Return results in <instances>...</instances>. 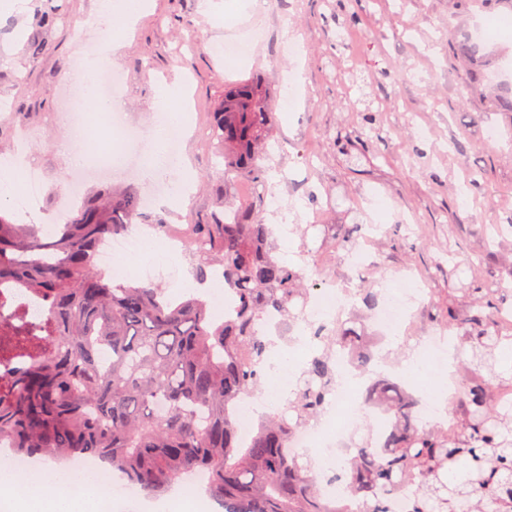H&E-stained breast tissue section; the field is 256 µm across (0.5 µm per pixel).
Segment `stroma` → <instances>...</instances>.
<instances>
[{
	"label": "stroma",
	"instance_id": "stroma-1",
	"mask_svg": "<svg viewBox=\"0 0 512 512\" xmlns=\"http://www.w3.org/2000/svg\"><path fill=\"white\" fill-rule=\"evenodd\" d=\"M22 12L0 5V151L27 134L31 161L47 178L35 223L58 218L64 180L74 153L89 142L66 134L68 79L82 41L98 30L100 0H59L64 18L36 28L33 0ZM201 0H154L111 65L124 77L119 107L126 123L150 126L161 110L159 85L180 81L187 89L194 132L162 182L177 186L190 176L189 196L170 195L149 223L210 224L225 202L250 209L269 223L266 206L249 195L251 179L223 174L208 131L212 114L232 86L257 81L276 106L272 134L284 155L266 161L302 166L301 189L271 185L297 204L307 233L292 231L277 242L279 258L295 265L305 239L320 224H374L371 244L381 262L361 288L393 287L392 272L413 267L431 299L451 293L464 308L486 297L512 308L498 294L512 275V75L497 80L512 60V35L477 36L485 20L511 15L502 0H265L241 13L238 0H217L205 15ZM258 32L245 59H224L219 46ZM199 45H183L190 36ZM42 49L31 54L28 45ZM299 56L283 54L286 40ZM303 82L294 111L280 110L289 72ZM179 97L168 105L181 106Z\"/></svg>",
	"mask_w": 512,
	"mask_h": 512
}]
</instances>
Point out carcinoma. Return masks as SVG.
<instances>
[{"label":"carcinoma","mask_w":512,"mask_h":512,"mask_svg":"<svg viewBox=\"0 0 512 512\" xmlns=\"http://www.w3.org/2000/svg\"><path fill=\"white\" fill-rule=\"evenodd\" d=\"M273 118L257 83L224 96L211 127L224 172L263 181L258 159ZM144 220L140 199L116 190L49 229L0 213V289L22 288L44 307L32 323L0 294V326L12 329L0 341V366H15L0 376V443L14 456L97 458L149 494L202 473L224 512H390L391 495L407 488L413 512H512V411L499 404L512 393V371L482 373L502 345L494 315L462 317L453 299L433 302L443 328L467 326L462 340L475 358L448 403L455 421L422 427L411 394L388 379L374 382L369 405L391 427L380 444L356 445L347 463L351 504L336 505L319 496L314 461L293 454L288 439L320 416L338 381L340 351L354 350L357 368H366L365 335L336 320L319 337L302 383L242 444L237 402L262 383L269 351L256 324L272 312L301 318L319 281L282 262L269 225L247 213L196 224L193 235L209 250H188L195 280H208L219 263L234 299L218 322L198 297L168 301L158 287L108 278L97 267L98 246ZM357 231L344 227L325 242L345 248Z\"/></svg>","instance_id":"carcinoma-1"}]
</instances>
